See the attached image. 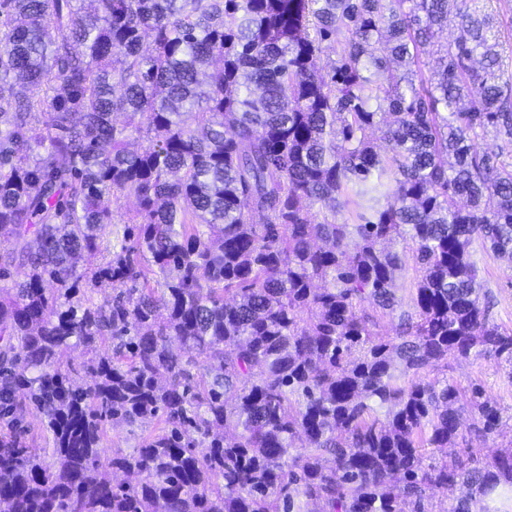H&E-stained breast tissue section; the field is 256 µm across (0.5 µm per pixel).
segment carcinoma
<instances>
[{"mask_svg":"<svg viewBox=\"0 0 512 512\" xmlns=\"http://www.w3.org/2000/svg\"><path fill=\"white\" fill-rule=\"evenodd\" d=\"M490 24L470 0H0V512H512V449L427 461L501 424L428 374L512 367L473 259L512 255ZM119 194L137 211L104 261ZM110 421L162 427L105 465ZM91 356L83 346L70 347L61 355L62 367L63 369H73V378L80 383L82 379H88L83 367Z\"/></svg>","mask_w":512,"mask_h":512,"instance_id":"obj_1","label":"carcinoma"}]
</instances>
